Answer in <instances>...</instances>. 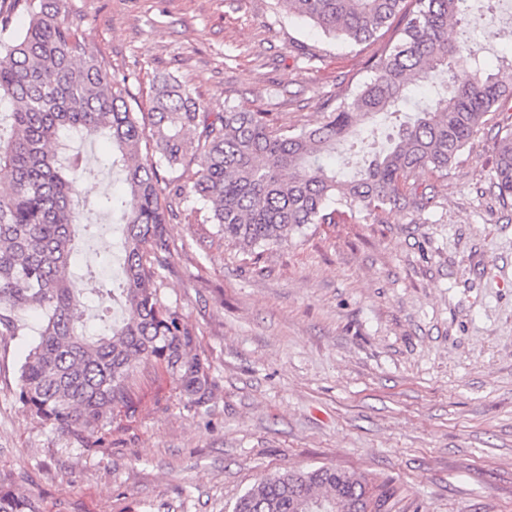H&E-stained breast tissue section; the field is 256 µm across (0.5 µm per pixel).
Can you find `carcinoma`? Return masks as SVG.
<instances>
[{
	"label": "carcinoma",
	"instance_id": "carcinoma-1",
	"mask_svg": "<svg viewBox=\"0 0 512 512\" xmlns=\"http://www.w3.org/2000/svg\"><path fill=\"white\" fill-rule=\"evenodd\" d=\"M288 16L350 44L375 40L398 20L396 43L371 61L374 77L328 113L318 127L286 134L266 112L206 106L174 78L154 88L151 112L128 101L125 80L109 73L75 30L63 24L57 0H24L28 21L0 17V336H21L30 311L38 336L20 367L18 400L44 427L86 447L108 423L135 413L132 382L141 367L164 370L186 406L200 417L215 409L216 382L196 335L161 301L158 280L170 242L160 171L199 156L188 191L208 211L224 241L246 254L279 245L309 224L331 222L335 204L372 213L426 208L433 195L409 185L419 170L440 175L484 124L512 101V57L485 67L469 36L448 37V25L497 36L493 13L474 14L468 0H277ZM472 65L468 79L448 78L453 60ZM433 88L387 145L358 136L378 115L402 111L412 87ZM105 136L112 171L124 191L102 202L112 215L120 277L89 271L74 288L73 232L81 221L84 171L76 140ZM357 137L372 159L342 179L324 159ZM149 139L155 156L142 160ZM492 183L512 198V132L494 143ZM98 301L90 327L80 308ZM396 491L386 480L334 467L265 477L240 496L233 512H391ZM0 512H43L40 499L0 484Z\"/></svg>",
	"mask_w": 512,
	"mask_h": 512
}]
</instances>
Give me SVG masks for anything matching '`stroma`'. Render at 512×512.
Masks as SVG:
<instances>
[{
    "label": "stroma",
    "instance_id": "35a3bbf8",
    "mask_svg": "<svg viewBox=\"0 0 512 512\" xmlns=\"http://www.w3.org/2000/svg\"><path fill=\"white\" fill-rule=\"evenodd\" d=\"M61 19L124 78L135 111L173 77L220 112L319 126L372 79L396 26L348 46L288 18L277 0H60ZM512 101L489 113L430 207L336 212L245 255L193 198L166 191L170 254L160 296L194 329L218 385L214 415L188 411L147 367L126 429L89 449L18 401L31 342L0 336V483L44 512H231L262 478L330 466L390 480L393 512H512V199L491 182ZM78 269L112 263L120 191L103 137L82 143Z\"/></svg>",
    "mask_w": 512,
    "mask_h": 512
}]
</instances>
